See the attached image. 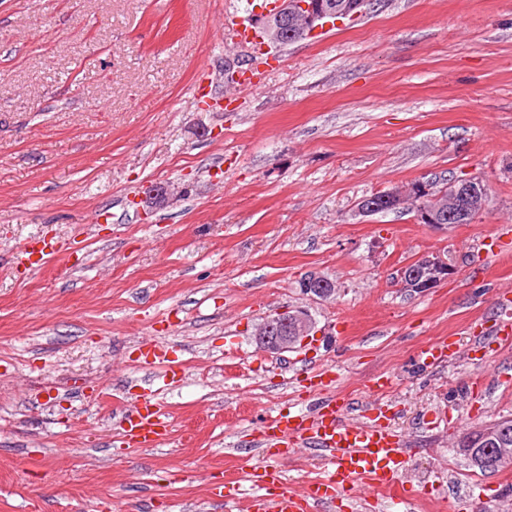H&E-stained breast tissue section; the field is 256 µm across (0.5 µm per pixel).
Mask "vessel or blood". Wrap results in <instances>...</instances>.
<instances>
[{"label":"vessel or blood","mask_w":512,"mask_h":512,"mask_svg":"<svg viewBox=\"0 0 512 512\" xmlns=\"http://www.w3.org/2000/svg\"><path fill=\"white\" fill-rule=\"evenodd\" d=\"M61 250L54 238L35 237L17 249L18 260L27 271L46 267ZM498 347H512V322H497L490 336H474L476 347H485L487 339ZM145 366L164 370L176 379V366L165 346L152 341L142 353ZM308 393L319 396V403L298 414H278L261 421L248 434L250 443L260 447L264 463L248 472L245 480L225 479L210 486L213 497L225 507L244 503L246 512H318L320 505L348 500L360 491H381L397 503L417 500L419 492L401 477L404 465V441L391 427L388 406L381 395L391 386L387 377L375 378L369 387L374 402L360 420L348 418V404L336 398L333 366L310 367L304 371ZM125 440L133 445L154 447L168 434V414L154 396L144 397L120 425ZM319 451L330 462L326 471L306 481L298 490L288 482L277 462L301 449Z\"/></svg>","instance_id":"1"}]
</instances>
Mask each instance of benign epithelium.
Here are the masks:
<instances>
[{"label": "benign epithelium", "instance_id": "7a95c632", "mask_svg": "<svg viewBox=\"0 0 512 512\" xmlns=\"http://www.w3.org/2000/svg\"><path fill=\"white\" fill-rule=\"evenodd\" d=\"M276 16L287 15L296 20L305 19L306 24L296 26L290 33L293 40L312 34L325 16H336V9L316 6L312 0H279L274 11ZM428 191L427 183L417 181L410 186L394 187L379 192L390 209L409 207L416 214L431 213L452 219L457 213L470 211L476 215L483 212L489 203L483 180L471 176H457L448 181L440 192L423 196ZM456 274L454 265L441 253H425L401 267L393 280L394 286L411 291H427L447 282ZM305 296L324 301L336 296L338 286L332 278L309 271L299 278ZM316 334V321L309 310L298 308L291 312L290 320L277 322L265 319L258 324L254 336L259 350L270 354H282L296 348L298 340Z\"/></svg>", "mask_w": 512, "mask_h": 512}]
</instances>
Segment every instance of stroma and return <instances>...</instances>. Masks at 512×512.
Listing matches in <instances>:
<instances>
[{
    "mask_svg": "<svg viewBox=\"0 0 512 512\" xmlns=\"http://www.w3.org/2000/svg\"><path fill=\"white\" fill-rule=\"evenodd\" d=\"M251 9L0 0V512H226L207 476L258 464L245 431L310 405L294 375L323 362L356 418L371 378L393 375L384 401L422 493L409 510L366 492L323 512L512 504V480L471 472L455 449L456 420L512 417V349L467 356L474 332L512 320L495 297L512 259L481 251L512 225V0H381L259 57L224 26ZM243 68L259 87L231 80ZM199 83L214 96L195 100ZM463 174L490 190L471 223L355 213L376 192ZM151 184L179 191L152 207ZM36 234L84 265L25 272L13 256ZM427 252L447 254L455 277L393 287ZM309 271L335 279V300L301 294ZM293 307L319 334L261 352L255 326ZM448 336L459 357L421 365L420 349ZM154 340L180 366L176 383L138 367ZM149 392L171 432L143 448L120 421Z\"/></svg>",
    "mask_w": 512,
    "mask_h": 512,
    "instance_id": "obj_1",
    "label": "stroma"
}]
</instances>
